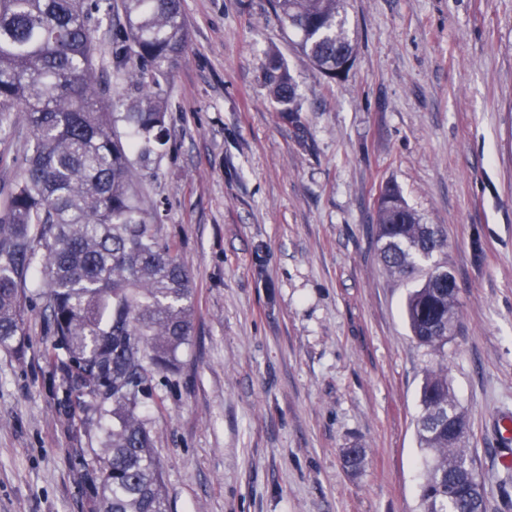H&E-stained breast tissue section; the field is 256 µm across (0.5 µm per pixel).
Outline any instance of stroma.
Returning <instances> with one entry per match:
<instances>
[{"mask_svg": "<svg viewBox=\"0 0 512 512\" xmlns=\"http://www.w3.org/2000/svg\"><path fill=\"white\" fill-rule=\"evenodd\" d=\"M186 57L163 89L167 142L141 185L150 230L195 291L176 373L145 411L171 512H419L415 432L432 363L384 268L377 199L396 185L443 230L458 288L448 377L487 512H512V0H346L357 44L331 81L270 0H182ZM302 104L298 143L261 79L269 49ZM0 133V202L25 172ZM0 348V512H90L71 463L92 431L59 405L43 306ZM362 448L350 473L343 452Z\"/></svg>", "mask_w": 512, "mask_h": 512, "instance_id": "obj_1", "label": "stroma"}]
</instances>
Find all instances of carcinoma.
<instances>
[{
	"label": "carcinoma",
	"mask_w": 512,
	"mask_h": 512,
	"mask_svg": "<svg viewBox=\"0 0 512 512\" xmlns=\"http://www.w3.org/2000/svg\"><path fill=\"white\" fill-rule=\"evenodd\" d=\"M300 35L298 48L323 76L355 59L344 0H272ZM119 33L112 69L130 95L96 79V32ZM181 0H0V131L25 115V173L0 215V348L19 344L24 310L44 301L52 340L45 358L59 374L60 404L96 426L98 447L73 463L93 512H170L164 472L143 408L153 374L174 371L193 330L195 292L175 250L150 232L138 184L165 145L168 103L161 81L186 56ZM264 83L281 118L303 138L296 84L271 51ZM382 263L400 278L425 272L409 293L413 339L433 357L420 387L416 437L423 451L420 512H486L487 492L467 448L470 422L448 381L457 322L450 273L434 261L447 248L400 192L378 198ZM40 275L34 290L27 282ZM353 474L365 450L344 451Z\"/></svg>",
	"instance_id": "carcinoma-1"
}]
</instances>
